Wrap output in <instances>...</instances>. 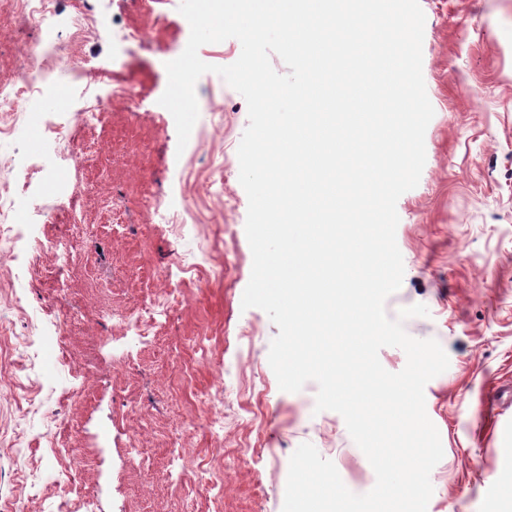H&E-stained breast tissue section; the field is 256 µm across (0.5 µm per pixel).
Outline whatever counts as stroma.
I'll use <instances>...</instances> for the list:
<instances>
[{"instance_id": "35a3bbf8", "label": "stroma", "mask_w": 512, "mask_h": 512, "mask_svg": "<svg viewBox=\"0 0 512 512\" xmlns=\"http://www.w3.org/2000/svg\"><path fill=\"white\" fill-rule=\"evenodd\" d=\"M180 2L148 14L126 0H54L66 47L54 75L68 99L0 112L11 127L0 202L25 220L21 246L0 254V512H58L71 486L72 512H282L290 457L306 442L352 492L375 485L343 417L316 412L317 384L280 390L268 362L279 329L242 307L244 98L203 74L182 150L159 103L165 65L190 36ZM419 3L435 114L420 181L397 201L405 274L385 309L425 305L404 329L449 357L424 390L444 451L427 512H512V0ZM134 27L144 41L127 39ZM40 39L0 0V81L38 61ZM77 64L131 82L136 99L74 78ZM97 99L102 122L83 121ZM203 398L219 426L201 415Z\"/></svg>"}]
</instances>
